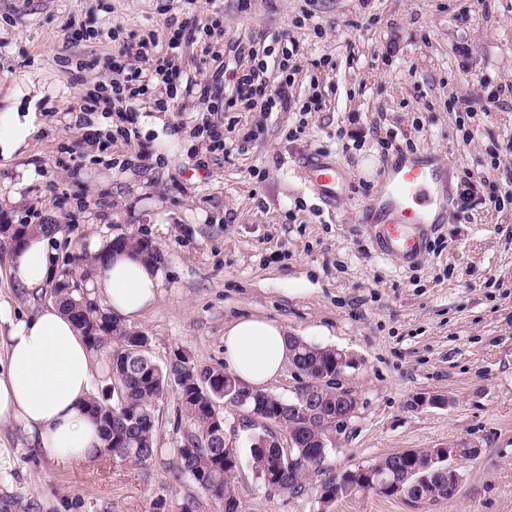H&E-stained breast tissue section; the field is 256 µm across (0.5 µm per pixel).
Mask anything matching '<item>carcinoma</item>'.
Returning a JSON list of instances; mask_svg holds the SVG:
<instances>
[{"mask_svg": "<svg viewBox=\"0 0 512 512\" xmlns=\"http://www.w3.org/2000/svg\"><path fill=\"white\" fill-rule=\"evenodd\" d=\"M17 228L18 237L3 234L4 244L13 250L38 228L53 231L44 224H19ZM112 245L133 248L150 259L161 257L152 242L133 235H121ZM72 265L87 277L95 267L85 254L68 260L57 274L52 298L70 314L91 350L102 360L108 384L86 404L103 442L99 452L135 465H145L161 454L154 404L171 389L177 413L185 421L182 439L174 449L179 475L197 486L214 505V512H243L237 487V449L226 447L229 438H218L215 429V417L223 416L220 405L234 403L231 386L238 385V381L222 368L198 364L182 349L162 364L156 363L148 351L136 350L145 336L114 320L104 308L87 304L82 289L73 287ZM288 347L290 364L306 371L307 385L291 400L268 391L253 392L251 408L270 426L253 437L250 457L254 474L268 490L301 493L311 475L321 471L326 455L321 443L330 441L331 418L349 392L318 387L321 379L336 376V349L313 345L295 335L288 336ZM427 456L426 449L415 450L408 458L394 452L368 466V470L390 484L404 486L418 474L434 498L452 497L447 462L427 467ZM338 493L343 498L352 497L349 488L336 477L323 479L320 499L324 505L336 502Z\"/></svg>", "mask_w": 512, "mask_h": 512, "instance_id": "carcinoma-1", "label": "carcinoma"}]
</instances>
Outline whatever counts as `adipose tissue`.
<instances>
[{
	"mask_svg": "<svg viewBox=\"0 0 512 512\" xmlns=\"http://www.w3.org/2000/svg\"><path fill=\"white\" fill-rule=\"evenodd\" d=\"M34 86L16 89L13 103L0 112V162L16 163V177L6 196L22 200L38 177L19 158L29 149L42 120L26 100ZM111 238L95 235L76 243L77 253L100 256L85 289L114 318L132 322L159 302L165 275L159 261L131 249L112 248ZM56 275V253L43 230H35L13 251L7 270L15 287L39 304L30 316L8 319L0 329V422L21 427L33 447L59 461L96 454L101 441L85 406L92 394L97 358L80 329L59 305L40 298ZM287 331L277 322L236 317L224 325V362L242 384L263 389L289 361Z\"/></svg>",
	"mask_w": 512,
	"mask_h": 512,
	"instance_id": "1",
	"label": "adipose tissue"
}]
</instances>
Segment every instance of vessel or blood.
<instances>
[{
  "mask_svg": "<svg viewBox=\"0 0 512 512\" xmlns=\"http://www.w3.org/2000/svg\"><path fill=\"white\" fill-rule=\"evenodd\" d=\"M299 166L323 203L335 205L346 195L344 173L323 156L307 155ZM438 177V171L424 155L405 156L394 162L369 210V221L377 226L380 254L407 263L419 258L427 225L439 223L446 205L444 198H432L429 192L430 182Z\"/></svg>",
  "mask_w": 512,
  "mask_h": 512,
  "instance_id": "obj_1",
  "label": "vessel or blood"
}]
</instances>
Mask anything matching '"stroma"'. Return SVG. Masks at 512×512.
<instances>
[{
	"mask_svg": "<svg viewBox=\"0 0 512 512\" xmlns=\"http://www.w3.org/2000/svg\"><path fill=\"white\" fill-rule=\"evenodd\" d=\"M183 26L179 64L207 80L211 96L178 90L167 103L177 150L140 161L119 119L93 127L106 151L83 143L84 98L112 74L124 42ZM215 27L209 37L204 27ZM98 30L88 42L79 28ZM297 66L289 109L238 97L253 58ZM86 61L76 84L70 69ZM43 84L44 124L25 164L39 178L22 205H0L10 223L53 224L58 263L72 241L133 234L161 253L165 288L133 329L162 363L184 349L224 365V324L255 314L288 333L353 355L339 384L358 401L335 433L323 468L339 475L391 452L476 445L451 459L456 493L428 503L366 491L330 507L320 477L302 494L267 491L251 468L254 430L225 407L240 458L246 512H512V0H0V97L21 80ZM321 108L305 111L311 97ZM470 100L464 111L462 100ZM224 133L212 152L194 133L202 118ZM396 147L431 156L448 175V210L414 264L381 256L363 206ZM326 155L351 181L336 206L322 203L297 164ZM473 173L479 193L461 210L458 185ZM445 408H414L419 393ZM176 400L155 403L163 449L144 466L100 457L61 465L0 423V512H179L199 491L176 471ZM323 474V475H324Z\"/></svg>",
	"mask_w": 512,
	"mask_h": 512,
	"instance_id": "35a3bbf8",
	"label": "stroma"
}]
</instances>
